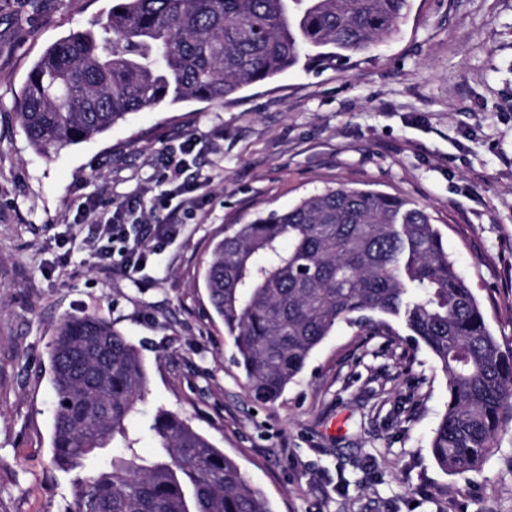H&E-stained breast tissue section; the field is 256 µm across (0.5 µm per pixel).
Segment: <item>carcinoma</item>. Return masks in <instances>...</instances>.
<instances>
[{
  "mask_svg": "<svg viewBox=\"0 0 512 512\" xmlns=\"http://www.w3.org/2000/svg\"><path fill=\"white\" fill-rule=\"evenodd\" d=\"M410 0H112L103 22L51 44L16 102L50 158L131 114L224 103L301 59L327 65L391 36ZM255 399L278 398L341 322L400 320L434 355L448 403L431 441L443 470L474 471L512 422V346L502 349L429 209L341 184L229 224L204 275ZM55 464L76 470L69 512H272L237 465L160 408L155 446L129 419L148 393L139 349L111 321L69 316L51 352Z\"/></svg>",
  "mask_w": 512,
  "mask_h": 512,
  "instance_id": "obj_1",
  "label": "carcinoma"
}]
</instances>
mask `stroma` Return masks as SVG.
Masks as SVG:
<instances>
[{
    "mask_svg": "<svg viewBox=\"0 0 512 512\" xmlns=\"http://www.w3.org/2000/svg\"><path fill=\"white\" fill-rule=\"evenodd\" d=\"M398 31L343 65L299 64L221 104L181 102L52 158L14 101L44 50L112 0H0V512H67L73 473L51 460V351L67 316L112 321L149 392L129 423L141 455L157 408L185 419L274 512H512V425L464 475L430 444L448 403L428 348L396 319L340 323L272 404L250 394L203 286L227 224L346 184L428 206L501 343L512 341V0H410ZM192 141L196 186L157 264L126 274L76 225L166 190Z\"/></svg>",
    "mask_w": 512,
    "mask_h": 512,
    "instance_id": "stroma-1",
    "label": "stroma"
}]
</instances>
